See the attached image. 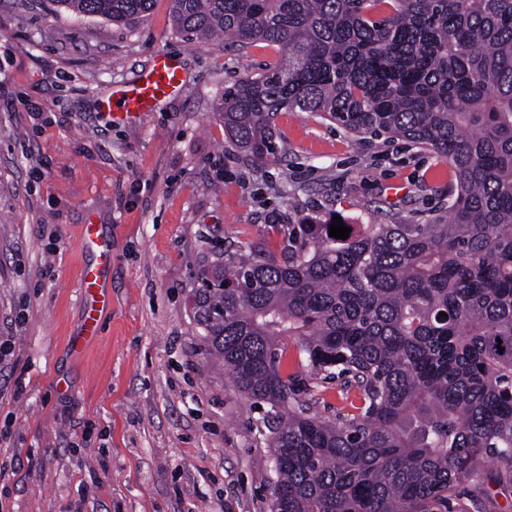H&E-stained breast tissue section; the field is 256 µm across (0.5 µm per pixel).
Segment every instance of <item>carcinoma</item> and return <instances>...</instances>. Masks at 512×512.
<instances>
[{
	"instance_id": "obj_1",
	"label": "carcinoma",
	"mask_w": 512,
	"mask_h": 512,
	"mask_svg": "<svg viewBox=\"0 0 512 512\" xmlns=\"http://www.w3.org/2000/svg\"><path fill=\"white\" fill-rule=\"evenodd\" d=\"M55 2L112 22L154 4ZM172 18L195 40L282 50L218 108L251 160H281L274 117L298 110L405 139L455 175L427 224L337 239L335 213L290 215L282 258L226 249L202 271L208 354L264 409L269 512H493L457 487L490 457L512 492V0H172ZM290 339L309 379L358 390L356 413H311L282 372Z\"/></svg>"
}]
</instances>
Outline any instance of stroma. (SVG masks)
I'll return each instance as SVG.
<instances>
[{
  "label": "stroma",
  "instance_id": "stroma-1",
  "mask_svg": "<svg viewBox=\"0 0 512 512\" xmlns=\"http://www.w3.org/2000/svg\"><path fill=\"white\" fill-rule=\"evenodd\" d=\"M182 91L134 122L101 101L157 52ZM263 43L187 39L170 0L130 24L54 0H0V512H268L262 413L214 369L188 298L225 248L280 253L291 214L422 224L448 204L447 162L404 139L361 140L311 112L274 118L282 161L232 148L225 87L275 64ZM112 235V306L83 352L79 232ZM305 380L319 416L357 389Z\"/></svg>",
  "mask_w": 512,
  "mask_h": 512
}]
</instances>
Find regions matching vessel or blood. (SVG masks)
Returning <instances> with one entry per match:
<instances>
[{"mask_svg": "<svg viewBox=\"0 0 512 512\" xmlns=\"http://www.w3.org/2000/svg\"><path fill=\"white\" fill-rule=\"evenodd\" d=\"M185 81L180 59L160 52L133 83L113 91L108 106L114 119L132 121L153 111L161 101L175 97ZM81 247L93 257L82 266L79 276L84 316L77 341L83 344L97 336L101 314L109 304L112 245L99 225L88 223L82 227Z\"/></svg>", "mask_w": 512, "mask_h": 512, "instance_id": "1", "label": "vessel or blood"}]
</instances>
